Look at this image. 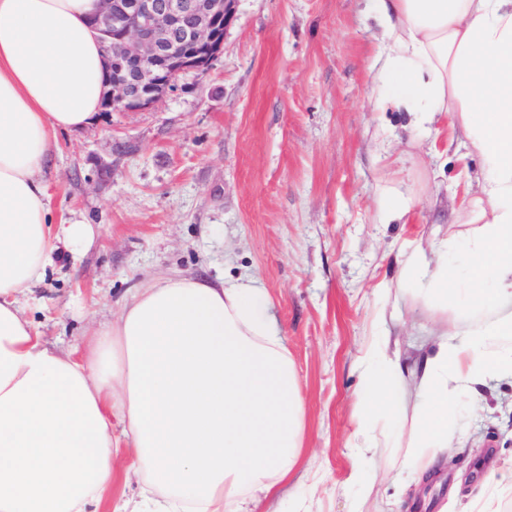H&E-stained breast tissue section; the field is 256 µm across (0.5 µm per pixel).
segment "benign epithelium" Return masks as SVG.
I'll list each match as a JSON object with an SVG mask.
<instances>
[{
    "mask_svg": "<svg viewBox=\"0 0 512 512\" xmlns=\"http://www.w3.org/2000/svg\"><path fill=\"white\" fill-rule=\"evenodd\" d=\"M237 0H99L105 112L147 109L224 51Z\"/></svg>",
    "mask_w": 512,
    "mask_h": 512,
    "instance_id": "benign-epithelium-1",
    "label": "benign epithelium"
}]
</instances>
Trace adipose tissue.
<instances>
[{"label": "adipose tissue", "instance_id": "obj_1", "mask_svg": "<svg viewBox=\"0 0 512 512\" xmlns=\"http://www.w3.org/2000/svg\"><path fill=\"white\" fill-rule=\"evenodd\" d=\"M97 0H0V512H89L144 471L148 512H271L301 466L305 404L282 330L255 280L163 275L82 347H47L18 296L40 280L56 241L41 173L57 131L101 109ZM382 110L451 125L482 158L464 204L474 229L463 269L413 254L401 281L427 283L425 307L458 305L422 361L404 368L376 316L361 364L353 465L373 462L374 417L412 409L405 463L433 473L462 395L512 377V0H378ZM120 419L121 433L112 430Z\"/></svg>", "mask_w": 512, "mask_h": 512}]
</instances>
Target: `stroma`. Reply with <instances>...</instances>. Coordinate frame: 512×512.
Masks as SVG:
<instances>
[{
	"label": "stroma",
	"mask_w": 512,
	"mask_h": 512,
	"mask_svg": "<svg viewBox=\"0 0 512 512\" xmlns=\"http://www.w3.org/2000/svg\"><path fill=\"white\" fill-rule=\"evenodd\" d=\"M375 0H238L223 53L207 75L182 74L148 109L99 113L60 130L43 179L53 223L89 225L58 242L45 277L25 289L28 318L64 352L105 324L144 282L162 275L253 278L270 301L306 401L303 467L276 512H350L359 419L357 364L385 310L402 362L441 319L398 286L404 256L440 240L461 264L468 225L457 217L481 158L404 112L370 100L378 54ZM385 142L396 165L378 150ZM442 178L432 179V168ZM402 181L416 198L408 224L382 223L378 187ZM483 407L461 406L448 455L427 482L375 422L379 452L366 476L371 512H479L490 473L512 466V384L480 386Z\"/></svg>",
	"instance_id": "stroma-1"
}]
</instances>
